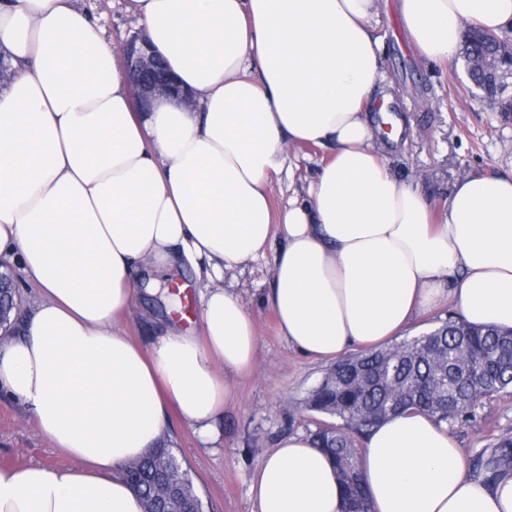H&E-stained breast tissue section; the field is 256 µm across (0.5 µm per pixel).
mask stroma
Wrapping results in <instances>:
<instances>
[{
	"mask_svg": "<svg viewBox=\"0 0 512 512\" xmlns=\"http://www.w3.org/2000/svg\"><path fill=\"white\" fill-rule=\"evenodd\" d=\"M78 9L96 20L113 47H121L138 28L124 0H75ZM375 33L383 40L381 71L398 118L409 123L404 141L386 153L401 180L418 184L432 208H442L454 183L467 174L512 173V114L493 112L475 99L463 60L445 65L425 63L408 40L398 0H380ZM300 170L296 177L280 175L273 183L272 205L287 206L293 193L329 156L326 149L292 148ZM272 257L248 264L225 276L251 311L259 335L255 366L247 376L233 379L218 421L215 450L202 447L193 432L173 425L168 439L180 448L205 506V512H254L250 484L259 462L289 431H305L312 414L302 400L318 383L328 361L303 356L281 335L266 302L272 283ZM171 297L165 287L139 295L123 327L137 340L159 334L160 310ZM476 420L456 423L453 436L465 458H472L502 435L512 436V394L483 399ZM71 458L54 448L38 430L32 416L17 402L0 395V466H72Z\"/></svg>",
	"mask_w": 512,
	"mask_h": 512,
	"instance_id": "obj_1",
	"label": "stroma"
}]
</instances>
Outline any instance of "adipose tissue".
<instances>
[{
	"label": "adipose tissue",
	"mask_w": 512,
	"mask_h": 512,
	"mask_svg": "<svg viewBox=\"0 0 512 512\" xmlns=\"http://www.w3.org/2000/svg\"><path fill=\"white\" fill-rule=\"evenodd\" d=\"M421 58L445 64L467 25L512 29V0H400ZM193 108L137 110L122 59L72 0H0V260L38 296L0 341V392L76 467H0V512H143L123 475L177 415L218 438L229 379L258 336L226 274L284 240L269 302L301 354L377 349L452 304L512 328V174L458 179L440 212L394 174L369 112L383 74L379 0H126ZM331 158L273 212L291 147ZM192 270L201 333L126 336L144 272ZM359 469L374 512H512V476H471L446 425L387 418ZM257 512H343L332 461L293 433L256 468Z\"/></svg>",
	"instance_id": "obj_1"
}]
</instances>
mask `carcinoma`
<instances>
[{
  "mask_svg": "<svg viewBox=\"0 0 512 512\" xmlns=\"http://www.w3.org/2000/svg\"><path fill=\"white\" fill-rule=\"evenodd\" d=\"M504 41L474 27L462 41L467 71L491 93L497 83L482 63L499 53ZM512 390V329L493 323L448 319L431 333L385 349L351 354L331 365L307 394L308 410L340 420L314 422V447L334 463L345 512H371L358 468L356 438H365L385 418L405 412L427 414L453 426L476 416L482 399ZM174 448L162 444L139 458L157 467ZM472 472L494 480L512 474V437H500L471 460Z\"/></svg>",
  "mask_w": 512,
  "mask_h": 512,
  "instance_id": "1",
  "label": "carcinoma"
}]
</instances>
